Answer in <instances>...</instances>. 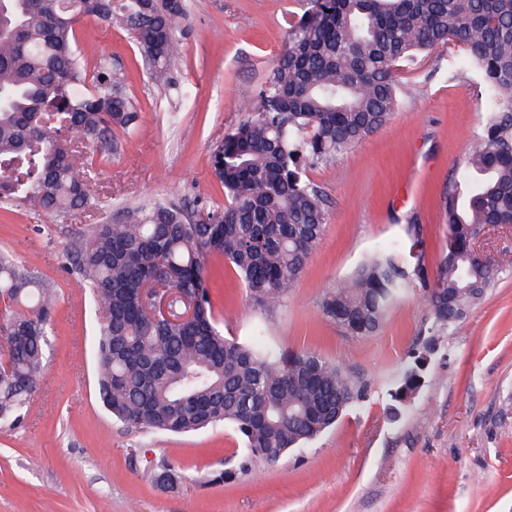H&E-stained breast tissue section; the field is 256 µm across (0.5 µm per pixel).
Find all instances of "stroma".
Wrapping results in <instances>:
<instances>
[{
	"label": "stroma",
	"instance_id": "obj_1",
	"mask_svg": "<svg viewBox=\"0 0 512 512\" xmlns=\"http://www.w3.org/2000/svg\"><path fill=\"white\" fill-rule=\"evenodd\" d=\"M189 24L178 94L149 82L126 33L95 18L77 26L88 65L116 55L140 108L135 130L92 167L97 196L79 217L0 207V251L38 267L57 296L46 367L21 424H0V512H512V228L487 229L480 247L502 275L453 335L437 337L422 385L397 420L386 409L428 338L420 287L388 311L380 332L345 335L320 310L324 289L374 250L421 229L428 269L448 248L443 201L461 176L489 106L474 81L446 78L438 48L411 75L380 129L311 179L330 200L324 236L288 300L266 323L265 346L340 364L365 389L336 426L279 459L242 467L229 424L195 433L141 432L112 418L96 395L97 307L70 257L92 225L154 202L220 205L212 148L244 118L277 56L286 19L303 0H186ZM208 288L225 335H250L256 315L230 264L209 258ZM169 463L176 485L156 482Z\"/></svg>",
	"mask_w": 512,
	"mask_h": 512
}]
</instances>
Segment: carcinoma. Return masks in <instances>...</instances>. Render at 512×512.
Segmentation results:
<instances>
[{
	"instance_id": "carcinoma-1",
	"label": "carcinoma",
	"mask_w": 512,
	"mask_h": 512,
	"mask_svg": "<svg viewBox=\"0 0 512 512\" xmlns=\"http://www.w3.org/2000/svg\"><path fill=\"white\" fill-rule=\"evenodd\" d=\"M288 22V49L272 65L245 118L211 153L224 205L191 219L173 203L132 208L94 224L75 270L98 307L96 387L103 408L139 431L189 433L229 423L252 456L286 452L336 424L364 396L343 368L312 352L241 341L214 316L205 269L231 264L251 307L269 313L302 276L325 231L328 199L306 172L373 134L399 109L397 78L448 43V80L481 79L491 105L466 164L476 180L444 198L448 251L429 279L420 228L411 249L380 247L323 291L321 311L348 336L375 335L414 282L432 327L451 333L498 282L501 268L475 254L487 224H512V0H306ZM93 17L131 35L149 80L175 83L185 0H0V203L63 215L95 196L93 154L138 117L116 58L89 70L77 25ZM170 288V317L146 309L143 289ZM0 422L18 424L46 364L55 296L40 272L0 253ZM192 318L179 316L185 301ZM420 386V363L391 394L395 417Z\"/></svg>"
}]
</instances>
